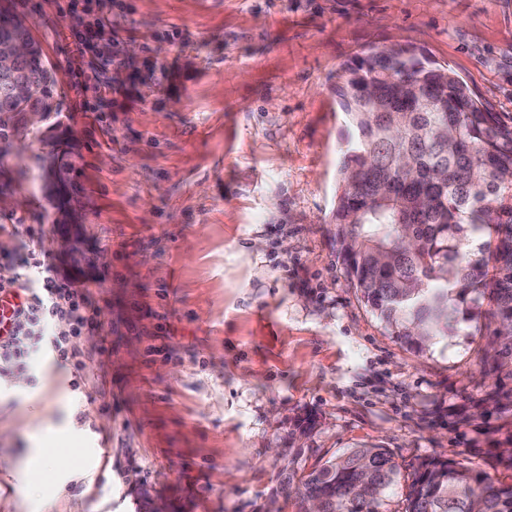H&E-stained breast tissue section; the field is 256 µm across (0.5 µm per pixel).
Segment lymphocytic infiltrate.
<instances>
[{"label": "lymphocytic infiltrate", "mask_w": 512, "mask_h": 512, "mask_svg": "<svg viewBox=\"0 0 512 512\" xmlns=\"http://www.w3.org/2000/svg\"><path fill=\"white\" fill-rule=\"evenodd\" d=\"M0 301L10 302V316L0 327V378L14 372L35 376L42 358L80 367L79 339L98 328L97 308L77 274L50 264L36 250H26L19 266L0 265ZM70 329L55 332L56 322Z\"/></svg>", "instance_id": "1"}]
</instances>
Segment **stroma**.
Segmentation results:
<instances>
[{
	"mask_svg": "<svg viewBox=\"0 0 512 512\" xmlns=\"http://www.w3.org/2000/svg\"><path fill=\"white\" fill-rule=\"evenodd\" d=\"M69 1L12 6L58 69L52 140L28 151L71 138L75 220L59 223L40 170L9 152L0 258L31 244L81 272L99 326L82 369L47 357L34 383L0 381V512H297L276 475L306 416L311 464L368 443L405 469L438 455L511 482L496 455L512 414L483 398L512 389V357L480 375L496 320L408 349L348 281L332 217L352 134L341 65L421 49L511 122L512 0ZM99 16L81 57L115 99L70 72L73 31ZM44 435L92 480L42 475L19 494Z\"/></svg>",
	"mask_w": 512,
	"mask_h": 512,
	"instance_id": "obj_1",
	"label": "stroma"
}]
</instances>
